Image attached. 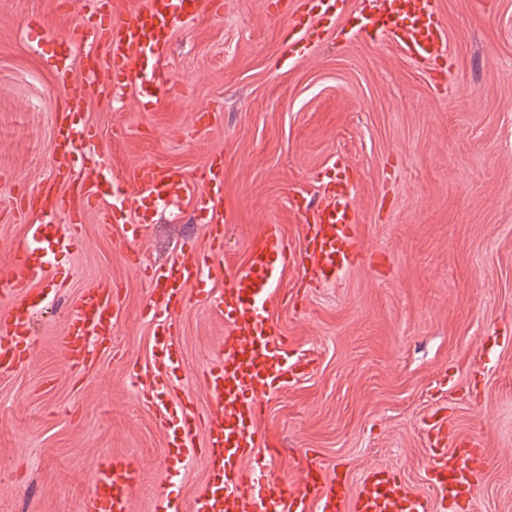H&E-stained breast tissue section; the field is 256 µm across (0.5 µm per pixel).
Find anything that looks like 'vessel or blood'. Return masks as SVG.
<instances>
[{"label":"vessel or blood","instance_id":"vessel-or-blood-1","mask_svg":"<svg viewBox=\"0 0 512 512\" xmlns=\"http://www.w3.org/2000/svg\"><path fill=\"white\" fill-rule=\"evenodd\" d=\"M362 29L394 38L408 58L439 65L447 57L446 36L433 8V0H367ZM217 0H144L136 11L116 0L111 13H100L97 0H84V18L98 17L99 30L110 47L113 85L127 89L146 108L169 93L160 77H145L148 58H162L177 23L194 20L203 12H218ZM99 135L91 127L77 126L68 113L57 116L54 155L59 169L71 166L75 155L93 158ZM135 179L140 190L134 200L143 210L159 197L186 195L191 181L177 168H140ZM111 176L99 166L85 169L74 192L93 204L110 195ZM69 213V230L60 233L54 223L57 211ZM28 226L27 239L14 255L12 270L0 280V293L10 296L7 318L0 322V371L16 369L26 361L31 344L30 314L42 297L34 283L49 275L48 255L79 244L78 230L84 212L68 207L66 198L46 195L38 211H21ZM358 209L346 191L330 190L324 204L312 214L307 233V266L321 279L335 278L350 265L358 249L355 226ZM295 255L277 224L263 225L244 264L225 272L218 299L229 332L221 345L223 359L204 374L212 404L205 415H195L186 402L170 394L183 362L173 322L187 302L185 287L204 284L206 266L195 253L184 251L171 264L150 271L157 298L143 314L153 327V355L157 374L139 378L146 403L160 414L165 429L175 431L171 447L190 456L196 432H203V455L215 474L199 493L192 512H436L448 504H462L479 490L483 450L473 443L468 453L449 451L448 422L440 419L427 431L429 456L425 472L431 477L433 496L411 490L387 472L368 474L356 488L327 476L316 460H307L297 480L279 476L274 469L250 467L259 449L271 448L268 435L257 426L261 399L283 390L289 376L304 374L307 363L292 359L290 342L267 316V306L277 292ZM118 289L100 280L81 297L75 315L59 338L66 360L78 365L93 358L98 348L112 341V324ZM139 467L124 458H103L95 472L84 512H130L139 480Z\"/></svg>","mask_w":512,"mask_h":512}]
</instances>
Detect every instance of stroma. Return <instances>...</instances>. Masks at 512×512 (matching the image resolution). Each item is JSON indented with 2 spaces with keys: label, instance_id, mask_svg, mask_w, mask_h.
<instances>
[{
  "label": "stroma",
  "instance_id": "obj_1",
  "mask_svg": "<svg viewBox=\"0 0 512 512\" xmlns=\"http://www.w3.org/2000/svg\"><path fill=\"white\" fill-rule=\"evenodd\" d=\"M219 14L177 24L160 71L170 94L155 108L129 93L100 96L88 73L112 79L109 46L85 36L62 0H0V277L27 228L15 216L44 190L69 192L53 136L59 109L83 100L78 122L100 137L112 199L129 202L142 165L178 168L190 195L126 224L88 208L81 243L56 254L33 312L26 363L0 373V512H83L98 461L132 459L142 480L131 512H154L163 486L190 512L213 478L204 455L177 458L135 376L153 374L152 295L145 268L184 249L210 251L194 197L224 159V258L205 268L212 291L240 266L261 225H281L303 253L309 214L343 182L358 206L361 257L326 282L288 272L269 318L308 370L262 399L273 468L294 476L304 457L350 485L385 469L418 493L424 424L448 419V445L481 441L485 470L464 512H512V0H436L446 29L443 71L392 39L358 33L361 0L299 33V0H221ZM66 57L70 77L58 79ZM112 279L121 292L112 347L69 365L58 338L83 291ZM187 373L175 395L206 412L203 373L227 332L217 303L193 296L178 312Z\"/></svg>",
  "mask_w": 512,
  "mask_h": 512
}]
</instances>
